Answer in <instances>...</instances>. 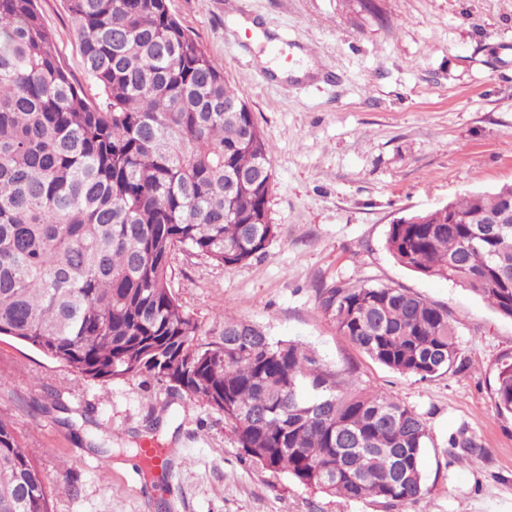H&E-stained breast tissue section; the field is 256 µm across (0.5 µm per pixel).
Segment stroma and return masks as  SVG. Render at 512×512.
Returning a JSON list of instances; mask_svg holds the SVG:
<instances>
[{"label": "stroma", "instance_id": "1", "mask_svg": "<svg viewBox=\"0 0 512 512\" xmlns=\"http://www.w3.org/2000/svg\"><path fill=\"white\" fill-rule=\"evenodd\" d=\"M170 13L224 68L271 147L268 197L278 236L224 267L186 251L170 288L210 340L225 312L269 336L315 349L352 387L414 409L431 441L425 491L399 504L349 501L251 464L224 415L137 375L83 381L0 336V417L29 449L55 512H512V414L497 415L496 367L512 354V319L452 282L398 265L390 224L512 184V0H167ZM62 63L83 79L66 0H39ZM252 21L274 42L315 53V69L282 78L240 41ZM404 288L457 318L464 367L403 376L338 336L314 286L336 279ZM63 406L55 408L53 397ZM465 431L484 459L457 461ZM183 466L164 486L140 469L146 432ZM111 465L112 483L99 479Z\"/></svg>", "mask_w": 512, "mask_h": 512}]
</instances>
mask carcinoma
<instances>
[{"label": "carcinoma", "mask_w": 512, "mask_h": 512, "mask_svg": "<svg viewBox=\"0 0 512 512\" xmlns=\"http://www.w3.org/2000/svg\"><path fill=\"white\" fill-rule=\"evenodd\" d=\"M38 0H0V336L83 379L145 374L224 413L252 462L321 493L407 503L425 488L430 443L414 410L350 390L309 348L217 315L218 338L169 287L177 249L224 267L261 255L278 234L267 203L270 147L223 66L166 0H66L84 72L63 67ZM505 184L392 224L386 248L413 272L450 281L512 319V224ZM337 333L402 375L457 364L448 308L404 288L337 279L316 289ZM498 414H512V357L497 367ZM472 464L484 452L449 439ZM0 512H54L30 453L0 418Z\"/></svg>", "instance_id": "cac0c4a2"}]
</instances>
